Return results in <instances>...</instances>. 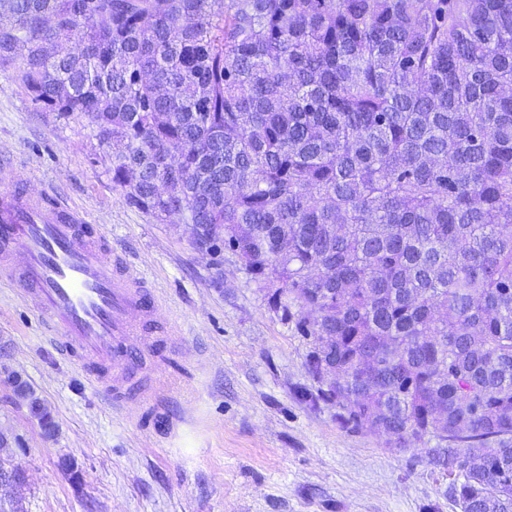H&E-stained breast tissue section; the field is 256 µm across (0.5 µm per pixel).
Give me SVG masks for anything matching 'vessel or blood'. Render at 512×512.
<instances>
[{
  "mask_svg": "<svg viewBox=\"0 0 512 512\" xmlns=\"http://www.w3.org/2000/svg\"><path fill=\"white\" fill-rule=\"evenodd\" d=\"M26 255L17 258V242ZM20 286L113 403L133 396L126 381L149 336L159 335L156 297L138 271L112 252L108 238L54 191L30 197L14 185L13 164L0 157V278Z\"/></svg>",
  "mask_w": 512,
  "mask_h": 512,
  "instance_id": "1",
  "label": "vessel or blood"
}]
</instances>
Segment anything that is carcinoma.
<instances>
[{
  "mask_svg": "<svg viewBox=\"0 0 512 512\" xmlns=\"http://www.w3.org/2000/svg\"><path fill=\"white\" fill-rule=\"evenodd\" d=\"M16 61L130 204L166 180L219 226L310 340L305 400L512 512V0H0Z\"/></svg>",
  "mask_w": 512,
  "mask_h": 512,
  "instance_id": "carcinoma-1",
  "label": "carcinoma"
}]
</instances>
